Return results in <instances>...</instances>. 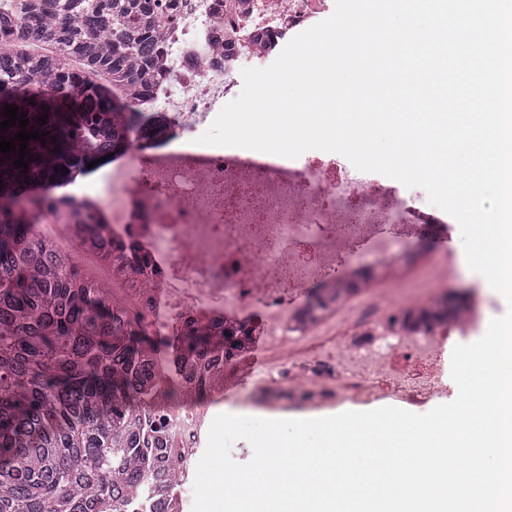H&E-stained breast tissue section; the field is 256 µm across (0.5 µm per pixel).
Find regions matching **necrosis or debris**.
Segmentation results:
<instances>
[{
	"label": "necrosis or debris",
	"mask_w": 512,
	"mask_h": 512,
	"mask_svg": "<svg viewBox=\"0 0 512 512\" xmlns=\"http://www.w3.org/2000/svg\"><path fill=\"white\" fill-rule=\"evenodd\" d=\"M323 0H178L160 31L161 75L139 111L167 128L168 141L194 142L239 94L244 64L278 57L292 32ZM151 139L131 136L125 149L135 173L110 178L109 199L85 191L108 239L132 241L135 264H148L140 288L126 298L165 350L176 352L188 327L225 319L253 342L278 336L279 359L256 382V404L316 408L367 403L390 395L423 405L444 395L447 344L484 336L487 303L456 321L415 328L398 317L434 307V286L419 295L397 283L401 248L422 233L402 224L389 200L394 190L357 170L341 154L311 149L279 162H248L240 147L154 154ZM367 267L388 271L390 288L358 282ZM345 310L362 297L371 314L349 319L334 338L335 358L292 343L314 335L318 320L301 317L308 296ZM408 357L401 371L393 355ZM150 426L172 448L199 447L211 417L193 402L157 400Z\"/></svg>",
	"instance_id": "obj_1"
}]
</instances>
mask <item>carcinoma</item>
<instances>
[{
	"mask_svg": "<svg viewBox=\"0 0 512 512\" xmlns=\"http://www.w3.org/2000/svg\"><path fill=\"white\" fill-rule=\"evenodd\" d=\"M27 21L0 16V122L26 114L28 173L0 152V512H168L182 479L174 449L145 415L167 362L146 325L132 321L72 254L35 230L45 208L67 207L82 246L126 278V254L99 218L35 185L72 183L87 163L124 148L129 103L150 93L159 54L160 0H21ZM48 115L46 124L37 119ZM45 143H40V139ZM243 332L189 328L176 374L203 397L212 374L246 345Z\"/></svg>",
	"mask_w": 512,
	"mask_h": 512,
	"instance_id": "obj_1",
	"label": "carcinoma"
}]
</instances>
